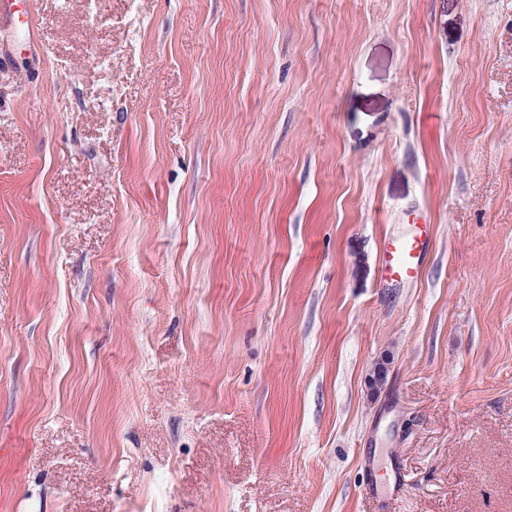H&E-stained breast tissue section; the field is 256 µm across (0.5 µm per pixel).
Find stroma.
<instances>
[{"mask_svg":"<svg viewBox=\"0 0 512 512\" xmlns=\"http://www.w3.org/2000/svg\"><path fill=\"white\" fill-rule=\"evenodd\" d=\"M17 2L0 512H512V0ZM413 231L385 241L382 252L383 283L412 284L418 280L432 244L431 224L416 217Z\"/></svg>","mask_w":512,"mask_h":512,"instance_id":"1","label":"stroma"}]
</instances>
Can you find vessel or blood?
<instances>
[{
	"label": "vessel or blood",
	"mask_w": 512,
	"mask_h": 512,
	"mask_svg": "<svg viewBox=\"0 0 512 512\" xmlns=\"http://www.w3.org/2000/svg\"><path fill=\"white\" fill-rule=\"evenodd\" d=\"M431 244V226L419 219L414 220L410 235L387 239L382 252L383 282L409 285L417 281Z\"/></svg>",
	"instance_id": "vessel-or-blood-1"
}]
</instances>
